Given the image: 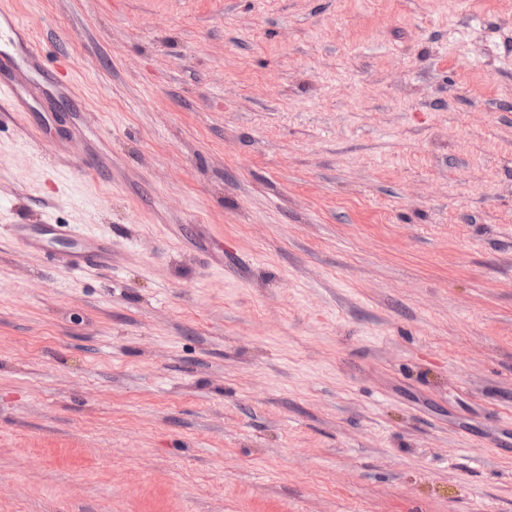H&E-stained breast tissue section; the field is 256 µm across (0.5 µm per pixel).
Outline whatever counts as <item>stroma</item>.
<instances>
[{"instance_id":"obj_1","label":"stroma","mask_w":512,"mask_h":512,"mask_svg":"<svg viewBox=\"0 0 512 512\" xmlns=\"http://www.w3.org/2000/svg\"><path fill=\"white\" fill-rule=\"evenodd\" d=\"M1 9L0 512H512V0ZM4 14L0 11V74L18 75L24 83L0 80V112H4V104L10 106V112H31L32 103L41 96L47 71L32 36L22 33L23 25L17 18ZM2 17L6 27H2ZM36 231L26 226H14L15 238L25 247L46 249L59 241L71 243L61 258L67 264L80 268L103 267L111 264L112 246L98 237L78 233L64 224H40Z\"/></svg>"}]
</instances>
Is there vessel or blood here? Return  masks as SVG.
Instances as JSON below:
<instances>
[{"label": "vessel or blood", "mask_w": 512, "mask_h": 512, "mask_svg": "<svg viewBox=\"0 0 512 512\" xmlns=\"http://www.w3.org/2000/svg\"><path fill=\"white\" fill-rule=\"evenodd\" d=\"M47 75L41 56L30 34L24 33L17 18H6L0 26V107L28 112L43 89ZM15 238L25 247L46 249L61 241L69 242L63 253L65 263L74 267H103L112 261V246L103 239L74 231L64 224H44L37 230L18 225Z\"/></svg>", "instance_id": "b4317fda"}]
</instances>
